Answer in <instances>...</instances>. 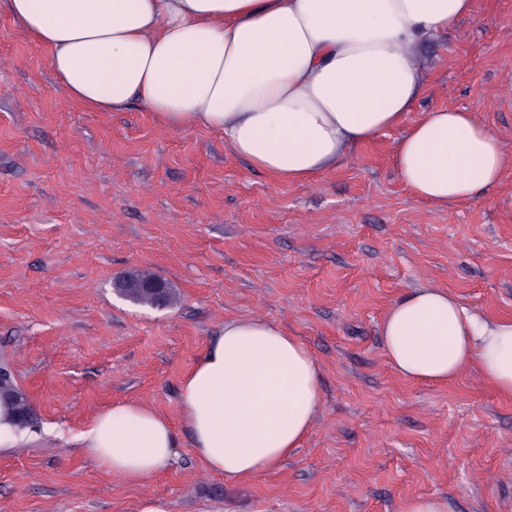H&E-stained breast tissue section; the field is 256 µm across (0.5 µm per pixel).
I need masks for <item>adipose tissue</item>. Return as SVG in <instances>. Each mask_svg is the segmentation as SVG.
<instances>
[{"label":"adipose tissue","instance_id":"adipose-tissue-1","mask_svg":"<svg viewBox=\"0 0 512 512\" xmlns=\"http://www.w3.org/2000/svg\"><path fill=\"white\" fill-rule=\"evenodd\" d=\"M48 50L70 99L94 112L139 101L166 126L220 131L233 154L301 181L400 126L424 88L418 46L471 15L473 0H0ZM512 158L464 110L425 113L393 165L416 198L443 207L497 184ZM403 377L446 382L477 366L512 395V318L470 315L448 291L418 288L381 325ZM320 406L306 346L276 323L236 320L181 384L193 449L213 472L272 469L308 435ZM129 481L176 446L169 422L136 403L99 414L82 436Z\"/></svg>","mask_w":512,"mask_h":512}]
</instances>
